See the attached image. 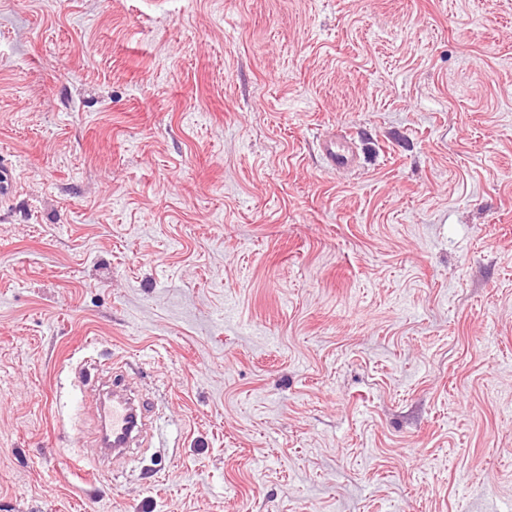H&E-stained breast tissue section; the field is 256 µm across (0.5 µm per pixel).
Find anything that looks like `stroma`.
Wrapping results in <instances>:
<instances>
[{
	"mask_svg": "<svg viewBox=\"0 0 512 512\" xmlns=\"http://www.w3.org/2000/svg\"><path fill=\"white\" fill-rule=\"evenodd\" d=\"M0 159V512H512V0H0ZM321 150L326 163L336 168H352L357 164V156L345 134L324 138ZM112 385V401L106 411L103 430L100 428L99 440L100 446L104 447V433L107 431L105 435L112 438L113 453H120L140 432L147 410L143 402L130 398L119 382L114 380ZM133 403H136L134 407Z\"/></svg>",
	"mask_w": 512,
	"mask_h": 512,
	"instance_id": "35a3bbf8",
	"label": "stroma"
}]
</instances>
